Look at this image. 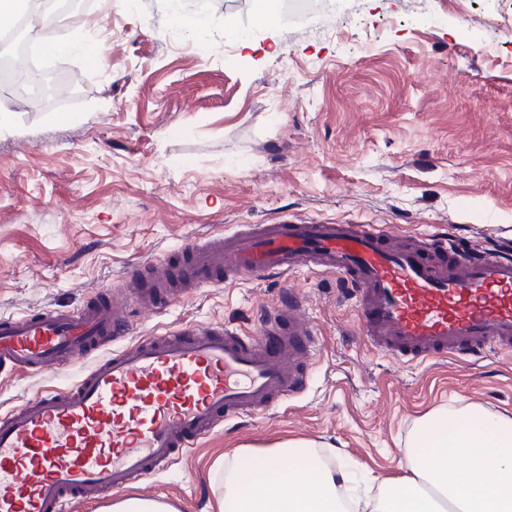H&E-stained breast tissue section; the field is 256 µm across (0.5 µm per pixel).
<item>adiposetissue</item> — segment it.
<instances>
[{
  "instance_id": "adipose-tissue-1",
  "label": "adipose tissue",
  "mask_w": 512,
  "mask_h": 512,
  "mask_svg": "<svg viewBox=\"0 0 512 512\" xmlns=\"http://www.w3.org/2000/svg\"><path fill=\"white\" fill-rule=\"evenodd\" d=\"M406 477L354 500L356 512H512V419L473 405L435 410L415 429ZM215 512H340L336 475L304 440L225 461Z\"/></svg>"
}]
</instances>
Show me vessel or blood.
I'll use <instances>...</instances> for the list:
<instances>
[{"label": "vessel or blood", "instance_id": "b4317fda", "mask_svg": "<svg viewBox=\"0 0 512 512\" xmlns=\"http://www.w3.org/2000/svg\"><path fill=\"white\" fill-rule=\"evenodd\" d=\"M166 288L154 264L139 291L158 310L221 282L332 274L367 345L403 365L512 352V245L468 250L444 232L395 247L384 224H249L197 238ZM143 279V278H142ZM116 305L87 302L0 317V373L93 365L0 413V512H79L169 470L225 424L302 395L321 340L306 301L265 312L258 331L193 323L128 342Z\"/></svg>", "mask_w": 512, "mask_h": 512}]
</instances>
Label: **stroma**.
Masks as SVG:
<instances>
[{"label":"stroma","instance_id":"obj_1","mask_svg":"<svg viewBox=\"0 0 512 512\" xmlns=\"http://www.w3.org/2000/svg\"><path fill=\"white\" fill-rule=\"evenodd\" d=\"M268 29L251 0H210L205 45L174 30L172 0H103L57 27L99 46L46 56L71 78L52 107L17 104L0 131V314L78 305L132 267L243 224L452 225L473 249L512 238V0H314ZM478 18L464 27L465 18ZM375 34L363 53L366 34ZM303 290L323 350L308 391L235 421L140 485L175 512H214L215 464L287 440L315 443L356 479L402 476L432 410L512 418V354L403 366L370 352L332 275L205 288L166 310L131 305L133 336L222 321L256 329ZM79 361L0 378V412L70 385Z\"/></svg>","mask_w":512,"mask_h":512}]
</instances>
